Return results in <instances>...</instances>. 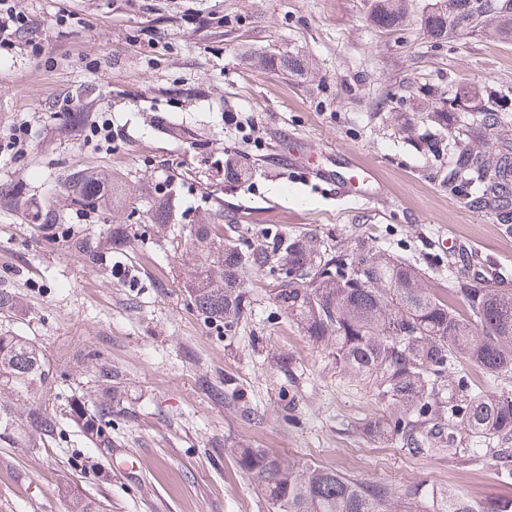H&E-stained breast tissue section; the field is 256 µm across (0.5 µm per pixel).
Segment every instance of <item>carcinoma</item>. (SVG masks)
<instances>
[{"instance_id":"obj_1","label":"carcinoma","mask_w":512,"mask_h":512,"mask_svg":"<svg viewBox=\"0 0 512 512\" xmlns=\"http://www.w3.org/2000/svg\"><path fill=\"white\" fill-rule=\"evenodd\" d=\"M471 0H435L423 14L427 33L437 40L491 27L512 39V0H486L485 15L476 16ZM406 0H374L372 22L392 28L403 21ZM262 67L294 74L303 61L293 55L258 58ZM487 105L477 122L457 125L463 111L459 95L440 97L430 112H411L399 124L411 136L420 123L441 134L428 145L434 159L453 157L445 176L448 193L466 205L494 213L503 222L512 214V116L496 91L486 92ZM87 112H69L61 126L80 132ZM495 142L479 145L488 132ZM225 178L249 179L250 168L230 163ZM70 205L102 212L107 202L138 211L125 181L104 172L80 170L62 182ZM143 223L166 231L175 220L166 197L145 210ZM43 232L68 239L74 255L94 266L100 246L73 237L57 215L41 224ZM236 227L224 221L191 225L180 256L191 262L188 286L191 303L205 321L230 332L251 311L249 276L270 275L273 301L311 341L329 350L337 365L358 379L382 385V395L399 409L391 420L375 421L363 434L377 442L400 440L413 455H458V431L494 449L497 459L512 458V400L489 391H475L469 378L455 371L466 363L495 376L512 377V289L498 282L479 283L466 270L481 263L461 250L465 270L448 271V288L429 285V272L420 264L363 238L348 248L335 247L313 230L288 234L273 228L262 244L241 248ZM136 236L131 224H111L107 242L121 247ZM41 348L33 339L11 330L0 331V442L15 448H39L56 440L60 425L70 417L96 446L109 445L112 416L124 410L122 378L106 363L95 367V397H72L59 409L47 402L54 386ZM224 452L245 471L272 512H396L392 489L382 483H363L331 467L300 464L268 448L240 442L224 445ZM68 512H100V506L74 496ZM434 512H476L452 491L436 497Z\"/></svg>"}]
</instances>
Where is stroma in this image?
Here are the masks:
<instances>
[{
    "label": "stroma",
    "mask_w": 512,
    "mask_h": 512,
    "mask_svg": "<svg viewBox=\"0 0 512 512\" xmlns=\"http://www.w3.org/2000/svg\"><path fill=\"white\" fill-rule=\"evenodd\" d=\"M430 2L409 0L405 22L386 29L368 20L373 0H15L28 27L0 51V143L22 126L27 144L0 152V191L21 203L0 207V289L18 299L0 328L39 344L63 398L111 364L131 414L113 417L108 448L71 422L45 448L0 445V512H67L74 493L103 512H269L225 456L228 441L387 484L413 512L431 509L417 488L450 489L477 507L512 500V481L468 437L453 458L365 437L394 406L289 320L269 277H254L253 308L228 335L190 302L178 234L146 233L93 268L22 216L26 206L56 213L73 235L104 242L126 212L94 223L59 186L70 172L103 169L121 174L140 206L162 190L180 216L223 209L248 245L272 226L344 248L364 237L428 262L444 288L451 239L481 256L484 277H512V228L450 196L426 135L407 139L397 126L422 108L424 87L459 92L472 111L490 87L512 102V41L492 29L434 41L422 23ZM271 53L301 56L304 73L253 64ZM66 112L91 113L92 127L60 133ZM162 124L192 128L197 144L167 138ZM290 138L316 151L302 163L369 170L382 202L337 199L274 164ZM229 157L252 167L250 181H225ZM276 353L291 356L289 368ZM228 377L238 401L214 399ZM240 402L258 419L242 418Z\"/></svg>",
    "instance_id": "obj_1"
}]
</instances>
